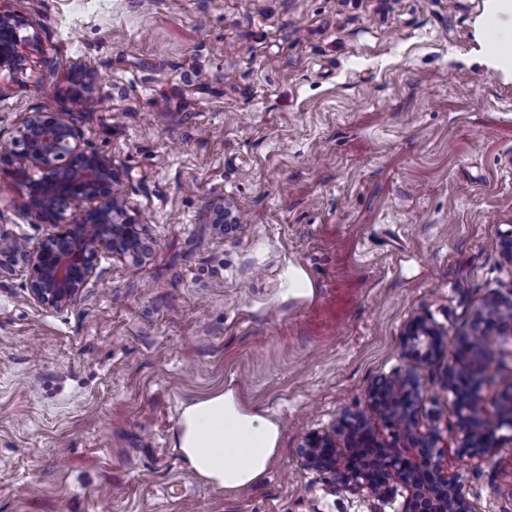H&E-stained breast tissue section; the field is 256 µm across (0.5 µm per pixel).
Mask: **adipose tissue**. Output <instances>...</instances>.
I'll list each match as a JSON object with an SVG mask.
<instances>
[{"instance_id": "ef3b65f1", "label": "adipose tissue", "mask_w": 512, "mask_h": 512, "mask_svg": "<svg viewBox=\"0 0 512 512\" xmlns=\"http://www.w3.org/2000/svg\"><path fill=\"white\" fill-rule=\"evenodd\" d=\"M476 41L482 62L512 77V0H483ZM280 434L278 421L244 408L227 390L184 407L176 447L203 481L232 494L254 486L271 470Z\"/></svg>"}]
</instances>
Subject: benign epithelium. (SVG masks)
<instances>
[{
    "label": "benign epithelium",
    "instance_id": "1",
    "mask_svg": "<svg viewBox=\"0 0 512 512\" xmlns=\"http://www.w3.org/2000/svg\"><path fill=\"white\" fill-rule=\"evenodd\" d=\"M25 23L0 12V72L26 73L25 48L40 41L23 35ZM71 95L85 106L96 103L94 74L82 64L73 67ZM22 178L32 171L40 178L21 204L35 224L52 228L43 240L18 248L0 246V272L26 273L30 298L46 309L73 304L95 277L104 256L143 262L151 240L138 214L128 207L122 175L112 160L81 147L80 133L68 112L35 110L9 139L0 136V164ZM215 234L228 237L241 227L240 215L210 204ZM476 326L448 343L426 316H415L401 336L408 364L380 377L369 389L362 410L346 411L331 424L306 434L295 448L303 468L327 476L333 491L373 503L378 512L403 497L401 512H476L464 494L466 477L448 471V442L433 421L422 422L426 396L422 373L433 361L448 358L444 388L452 394L456 428L448 430L463 455L494 456L502 437L512 431V393L487 397L489 379L482 346L493 332L512 326V295L495 296L476 312ZM390 429L380 439L374 419Z\"/></svg>",
    "mask_w": 512,
    "mask_h": 512
}]
</instances>
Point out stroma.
Wrapping results in <instances>:
<instances>
[{"label": "stroma", "instance_id": "obj_1", "mask_svg": "<svg viewBox=\"0 0 512 512\" xmlns=\"http://www.w3.org/2000/svg\"><path fill=\"white\" fill-rule=\"evenodd\" d=\"M483 0H0L39 33L26 75L0 74V134L31 109L71 113L111 158L155 240L101 258L61 311L0 276V512H370L303 469L301 438L363 406L402 368L417 314L466 332L512 293V81L481 66ZM97 75L95 110L68 93ZM0 169V234L49 233ZM240 211L215 236L210 202ZM308 279L288 292L289 269ZM484 386H512V335ZM423 374L427 411L455 421ZM233 390L280 421L278 461L224 494L174 446L184 406ZM477 512H512V441L448 450Z\"/></svg>", "mask_w": 512, "mask_h": 512}]
</instances>
